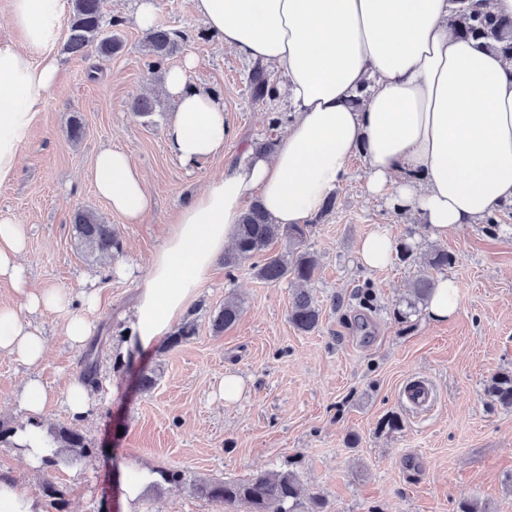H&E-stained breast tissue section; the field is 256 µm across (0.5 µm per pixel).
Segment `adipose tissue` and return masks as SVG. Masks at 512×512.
Listing matches in <instances>:
<instances>
[{
    "label": "adipose tissue",
    "instance_id": "adipose-tissue-1",
    "mask_svg": "<svg viewBox=\"0 0 512 512\" xmlns=\"http://www.w3.org/2000/svg\"><path fill=\"white\" fill-rule=\"evenodd\" d=\"M66 0H11L21 42H0V184L12 179L28 131L60 72L55 52ZM204 27L226 48L280 76L286 138L271 154L246 149L182 205L141 283L122 346L147 354L197 302L216 259L231 244L250 200L274 223L313 218L339 186L355 153L366 163L369 196H389L436 235L458 231L512 204V60L456 35L451 0H194ZM193 59L166 69L176 100L165 127L170 153L194 166L223 153L226 108L191 84ZM96 194L124 223L141 224L152 195L144 173L119 148L93 158ZM27 228L0 218V282L22 306L0 302V354L28 368L45 340L27 314L62 309L71 347L92 338L89 312L99 289L73 293L31 287L22 262ZM29 418L17 433L23 457L39 467L53 451L39 419L51 400L28 377L16 395Z\"/></svg>",
    "mask_w": 512,
    "mask_h": 512
}]
</instances>
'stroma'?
Listing matches in <instances>:
<instances>
[{"label":"stroma","instance_id":"obj_1","mask_svg":"<svg viewBox=\"0 0 512 512\" xmlns=\"http://www.w3.org/2000/svg\"><path fill=\"white\" fill-rule=\"evenodd\" d=\"M139 2L105 0L106 17L122 21L125 48L101 66L60 53V78L45 95L12 180L0 184V217L29 229L31 281L75 292L97 288L103 295L94 315L96 333L105 339L97 352L100 388L81 421L64 405L81 356L62 334L68 314L34 318L47 341L36 373L52 394L43 424L77 426L98 456L92 464L48 473L30 468L17 445L5 441L0 473L43 500L46 512H127L119 466L128 461L175 468L188 479L151 490L137 512H222L193 495L189 482L280 468L297 471L306 495L321 496L326 512H459L463 501L478 503L482 512H512V410L487 393L493 377L512 371V206L497 212L496 225L466 224L436 237L416 214L367 195L365 161L355 155L335 191L334 210L316 219L305 242L320 262L311 289L322 309L315 332L289 322L290 282L260 280L250 259L231 270L219 260L187 315L197 326L195 339L159 345L133 366L116 363L120 327L176 209L244 148L283 141L288 123L282 98L253 100L251 61L206 31L193 0H155L156 25L183 36L167 66L194 56L191 81L218 92L227 108L223 156L182 165L164 139L175 103L148 74L139 51L145 31L132 20ZM143 94L156 100L145 118L131 109ZM74 114L86 130L77 144L66 136ZM105 147L124 149L145 172L155 205L144 223H123L96 196L93 158ZM79 208L117 230L127 277L110 275L108 262L85 258L70 222ZM376 230L411 243V258L362 267L358 245ZM436 247L454 256L444 275L459 285V311L445 322L430 319L411 292L424 255ZM230 296L240 302L241 317L214 332L212 319ZM143 371L156 378L148 392L138 386ZM228 372L246 386L233 404L212 396ZM27 375L0 355L5 427L27 419L15 400ZM414 380L428 384L430 405L404 397ZM392 416L401 428L387 427Z\"/></svg>","mask_w":512,"mask_h":512}]
</instances>
